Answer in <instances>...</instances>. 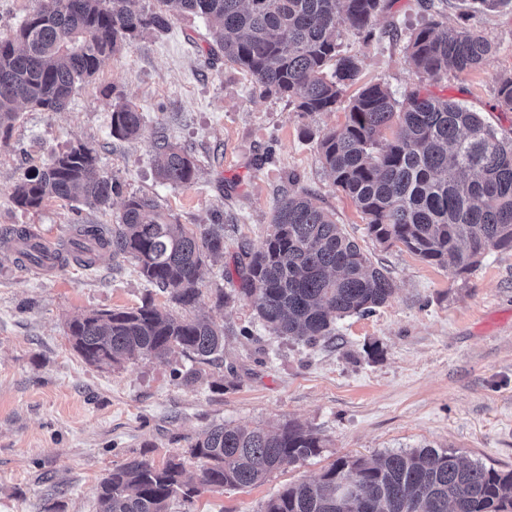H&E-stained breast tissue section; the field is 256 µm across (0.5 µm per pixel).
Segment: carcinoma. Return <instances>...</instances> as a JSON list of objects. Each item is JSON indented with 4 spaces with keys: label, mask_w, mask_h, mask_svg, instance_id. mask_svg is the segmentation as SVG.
I'll return each instance as SVG.
<instances>
[{
    "label": "carcinoma",
    "mask_w": 512,
    "mask_h": 512,
    "mask_svg": "<svg viewBox=\"0 0 512 512\" xmlns=\"http://www.w3.org/2000/svg\"><path fill=\"white\" fill-rule=\"evenodd\" d=\"M40 8L11 38H0V139L10 137L18 108L59 112L75 89L144 30L161 31L191 14L211 23L224 60L264 92L306 115L331 112L359 78L360 61L342 52L339 29L369 41L386 0H158L146 12L138 0H57ZM496 46L465 26L433 21L412 33L405 60L420 82L440 80L486 63ZM499 103L512 110V76L501 79ZM345 124L318 140L336 189L350 197L381 244H401L421 260L450 265L461 276L489 250H512V139L500 138L478 113L416 87L399 102L387 87L361 88ZM117 139L144 135L143 116L129 101L111 115ZM393 138L384 141V131ZM157 179L171 186L195 181L197 164L182 147L154 132ZM116 182L100 173L93 151L79 145L15 185L14 204L37 211L49 199L104 210ZM68 256L37 249L31 230L21 251L38 266L53 259L92 266L105 258L135 261L149 285L192 305L201 269L224 255V225L178 223L156 199L130 195L118 223L81 224ZM239 292L279 336L315 342L336 320L367 315L394 288L389 272L306 193L283 196L272 232L260 249L237 257ZM75 351L89 364L117 365L135 357L165 359L178 350L208 364L224 330L205 318L177 320L145 298L141 306L93 312L69 323ZM321 440L287 423L275 431L216 424L191 445L199 484L249 487L271 472L320 453ZM198 489L184 481L177 457L158 466L134 458L112 469L96 488L99 512H164L177 494ZM261 512H512V469L486 466L455 451L414 448L372 461L339 458L313 481L284 488Z\"/></svg>",
    "instance_id": "carcinoma-1"
}]
</instances>
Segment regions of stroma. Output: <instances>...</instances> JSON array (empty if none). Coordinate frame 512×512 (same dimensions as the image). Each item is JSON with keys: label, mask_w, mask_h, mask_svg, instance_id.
<instances>
[{"label": "stroma", "mask_w": 512, "mask_h": 512, "mask_svg": "<svg viewBox=\"0 0 512 512\" xmlns=\"http://www.w3.org/2000/svg\"><path fill=\"white\" fill-rule=\"evenodd\" d=\"M430 13L421 0H393L376 18L372 40L342 29L344 51L361 64L359 85L379 82L405 99L418 79L404 46ZM469 25L496 45V55L449 73L430 91L512 139V111L496 97L500 78L512 75V6ZM122 99L142 113L144 137L112 138V107ZM345 121L341 106L305 116L287 99L261 95L225 62L207 23L188 14L167 31L141 33L63 111H21L10 138L0 141V512H98L95 489L112 468L132 458L160 465L185 456L219 423L252 429L296 422L323 448L256 486L203 487L189 502L173 497L165 512H261L272 495L317 479L338 458L389 451L448 449L512 469V251H489L459 277L372 239L318 149L319 135ZM157 130L196 159L193 184L158 182ZM78 144L117 182L111 207L78 212L51 200L35 212L17 208L11 193L30 166ZM291 191L310 193L334 213L395 284L375 313L338 320L334 337L314 345L273 335L251 302L235 295L234 256L240 245H262L278 201ZM132 194L155 197L179 223L223 225L224 257L207 263L194 307L151 290L131 259L46 271L19 258L5 236L31 227L56 250L74 239L75 223H117ZM220 288L235 302L217 307ZM148 294L174 318L206 316L223 327V351L196 380L175 377L190 365L179 354L97 367L74 350L71 319L135 308ZM243 328L251 338L240 336Z\"/></svg>", "instance_id": "stroma-1"}]
</instances>
